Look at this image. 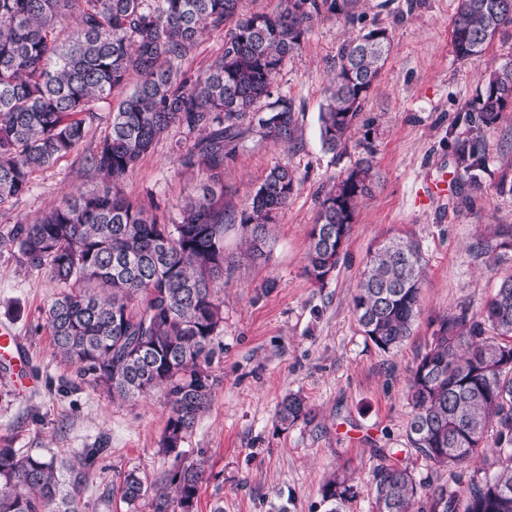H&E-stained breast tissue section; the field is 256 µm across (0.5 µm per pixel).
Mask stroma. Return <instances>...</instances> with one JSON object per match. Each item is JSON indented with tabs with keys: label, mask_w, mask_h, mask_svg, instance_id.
Here are the masks:
<instances>
[{
	"label": "stroma",
	"mask_w": 512,
	"mask_h": 512,
	"mask_svg": "<svg viewBox=\"0 0 512 512\" xmlns=\"http://www.w3.org/2000/svg\"><path fill=\"white\" fill-rule=\"evenodd\" d=\"M457 0H352L349 15L315 21L301 50L284 60L274 92L291 97L297 140L285 148L250 139L224 169V202L241 207L274 165L299 179L279 219L268 261L238 254V230L224 240L234 268L214 288L224 302L223 354L210 409L177 454L159 440L169 414L162 392L135 402L107 399L91 388L65 387L70 367L56 358L45 327L58 288L46 271L22 264L0 247V325L25 343L35 388L15 390L0 380V447L69 456L81 448L106 452L89 473L82 512H151L149 500L121 498L125 473L136 471L151 492H162L175 461L204 462L209 478L197 512H329L321 487L334 470L346 472L353 492L341 512H373L371 472L377 449L413 466L427 487L467 479L469 468L430 466L405 452L410 375L440 318L456 307L481 309L512 263L494 262L484 248L498 224H512V105L483 131L487 168L480 189L455 174L452 154L467 135L464 116L495 64L512 55V26L483 56L458 59L451 44ZM382 27L391 54L362 120L337 153L325 152L318 114L340 47L364 30ZM180 129L161 138L122 184L126 196L158 203L171 217L193 195L201 173L181 169L173 151ZM372 157L378 173L359 205L339 266L325 287L304 274L309 232L332 178ZM448 177V192L429 187ZM77 155L35 173L30 192L0 210V238L16 222L58 205L74 189L91 191ZM401 236L421 248L425 276L410 336L395 350L378 349L363 333L352 295L370 251ZM306 397L311 422L283 430L275 414L288 392Z\"/></svg>",
	"instance_id": "obj_1"
}]
</instances>
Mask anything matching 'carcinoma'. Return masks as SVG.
Wrapping results in <instances>:
<instances>
[{"instance_id": "carcinoma-1", "label": "carcinoma", "mask_w": 512, "mask_h": 512, "mask_svg": "<svg viewBox=\"0 0 512 512\" xmlns=\"http://www.w3.org/2000/svg\"><path fill=\"white\" fill-rule=\"evenodd\" d=\"M240 0H0V208L13 206L33 175L76 151L102 105L109 118L95 146L80 155L99 180L41 216L19 221L9 241L19 261L45 270L60 288L46 313L57 356L74 368L69 384L136 401L157 389L170 412L160 447L173 453L209 409L211 368L224 301L213 284L230 271L224 231L236 224L253 260L269 258L278 219L298 178L275 165L239 209L224 208V166L255 136L287 147L297 132L293 100L273 96L285 58L297 53L312 24L341 14L337 0H279L270 12L244 14ZM512 25V0H459L451 42L463 60L481 55ZM224 30L222 52L202 73L185 67L202 37ZM391 41L375 27L345 44L318 116L323 148L336 152L355 129L389 56ZM512 104V56L502 60L466 114L469 136L453 153L454 171L477 190L487 167L483 128ZM194 136L177 146L185 170L206 173L169 222L156 204L124 195L121 183L172 128ZM376 171L359 159L323 193L309 233L304 272L325 286L337 269L359 202ZM492 246L512 261V225ZM419 246L391 238L370 253L352 309L379 349L398 347L417 314L422 286ZM512 276L479 310L461 306L442 317L409 380L408 450L436 466L473 468L464 490L429 492L407 466L372 470L375 512H512ZM282 426L310 422L296 393L278 404ZM493 444H487V439ZM103 448L71 458L0 448V512H80L89 470ZM207 480L202 461L174 468L153 512H196ZM336 473L322 486L330 512L352 491ZM149 487L135 472L121 495L133 505Z\"/></svg>"}]
</instances>
